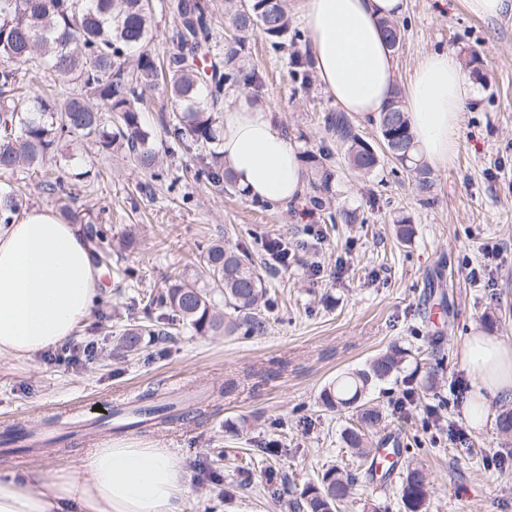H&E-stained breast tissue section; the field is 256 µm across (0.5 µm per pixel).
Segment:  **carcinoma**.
<instances>
[{"mask_svg":"<svg viewBox=\"0 0 512 512\" xmlns=\"http://www.w3.org/2000/svg\"><path fill=\"white\" fill-rule=\"evenodd\" d=\"M174 22L175 49L159 57L148 44L152 38L151 0H0V174L36 171L56 158L63 142L92 140L103 153L122 151L153 178L164 176V159L154 132L141 119L147 98L167 97L173 118L164 123L169 145L191 151L197 146L217 149L220 142L219 103L231 91L263 86V72L250 63L248 45L258 36L275 52H285L301 39L292 27L286 0H224V37L215 32L209 0H167ZM383 28L392 51L400 47L398 24L388 19ZM48 74L80 92L46 97L29 74ZM325 130L347 166L363 175L376 171V149L363 140L343 112L323 116ZM377 125L380 142L391 159L411 175L425 196L434 192L431 167L417 154L400 92ZM331 153L310 154L309 181L314 203H330L336 170ZM196 177L233 186L228 173L197 155ZM61 200L74 199L68 181L58 175L41 182ZM26 194L7 185L0 188V224H8L25 205ZM63 215L78 224L92 259L101 264L111 257V229L86 218L68 205ZM206 284L178 274L165 288L138 293L144 320L122 330L120 348L140 355L145 336H172L189 326L201 336L267 334V312L274 306L267 268L248 248L210 242L202 257ZM224 297V311L215 309L214 295ZM411 351L394 346L375 356L362 369L347 372L320 394L327 411L351 409L353 426L342 441L351 456L366 461L374 455L366 433L382 420L370 399L372 388L403 368ZM415 385L405 395L436 387V374L410 373ZM128 416L133 428L148 422L169 424L183 416L176 399L153 392L137 399ZM399 497L404 512H426L432 483L424 467L408 464L399 473ZM358 478L347 468L332 465L317 481L290 488L268 474L263 491L289 512H338L354 499Z\"/></svg>","mask_w":512,"mask_h":512,"instance_id":"cac0c4a2","label":"carcinoma"}]
</instances>
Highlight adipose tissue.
Here are the masks:
<instances>
[{
    "mask_svg": "<svg viewBox=\"0 0 512 512\" xmlns=\"http://www.w3.org/2000/svg\"><path fill=\"white\" fill-rule=\"evenodd\" d=\"M298 9L328 94L347 114L379 116L396 73L380 22L403 14L406 0H299ZM469 94L455 54L429 53L415 68L405 108L429 160L444 165L454 156ZM221 152L250 199L286 205L302 197L305 171L269 105L232 95ZM101 288L80 233L52 210L26 209L0 224V357L29 358L73 336L90 321ZM462 360L471 383L466 414L478 427L489 401L512 400V348L478 330ZM187 492L183 462L148 440H109L65 467L0 468V512H181Z\"/></svg>",
    "mask_w": 512,
    "mask_h": 512,
    "instance_id": "ef3b65f1",
    "label": "adipose tissue"
}]
</instances>
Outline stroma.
<instances>
[{
    "label": "stroma",
    "mask_w": 512,
    "mask_h": 512,
    "mask_svg": "<svg viewBox=\"0 0 512 512\" xmlns=\"http://www.w3.org/2000/svg\"><path fill=\"white\" fill-rule=\"evenodd\" d=\"M397 23L398 88L429 53L478 59L477 71L467 74L475 96L461 115L458 151L433 169L435 203H425L410 176L387 159L363 180L334 156L335 195L325 210L308 190L296 203L275 206L194 180L191 153L176 151L155 180L129 159L88 145L83 158L97 176L78 184L75 204L111 224L113 240L135 236L134 248L114 249L112 261L134 268L139 279L102 274V303L71 338L94 342L93 358L64 364L40 354L0 357V439L21 429L39 440L30 450L0 443V463L16 470L67 466L105 440L158 439L187 469L181 512H282L264 495L261 476L243 485L241 459L254 457L298 485L334 464L356 468L341 442L350 416L324 411L319 394L337 375L398 344L435 366L439 385L401 413L393 403L406 389V373L374 387L384 420L372 442L396 437L402 461L425 465L434 483L427 512H512V468L491 462L512 448V437L495 426L506 402L491 401L477 428L451 392L467 375L460 351L471 326L512 347V10L482 18L464 0H407ZM250 52L265 76L258 98L289 144L302 157L320 153L329 140L321 117L335 110L333 99L319 81L302 88L289 56L270 52L262 39L251 41ZM342 210L355 211L358 222L330 224L329 213ZM402 217L414 227L408 241L396 235ZM276 237L291 254L287 268L269 278L276 305L266 335L199 336L186 328L148 339L145 357L113 356L114 339L103 326L140 318L139 291L163 287L172 272H195L203 247L217 238L270 263L265 244ZM488 243L498 244L497 257H485ZM314 266L319 275H311ZM473 267L482 271L479 280L468 276ZM431 278L440 293L422 314L418 298ZM157 387L181 396L186 417L121 428L115 410ZM107 418L110 430L74 431ZM452 421L465 426L468 446L450 440Z\"/></svg>",
    "instance_id": "stroma-1"
}]
</instances>
